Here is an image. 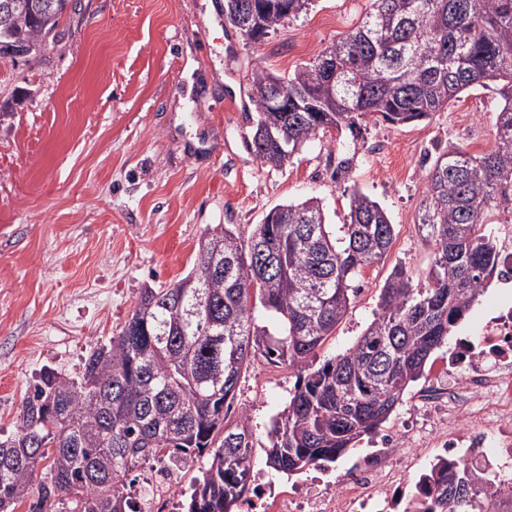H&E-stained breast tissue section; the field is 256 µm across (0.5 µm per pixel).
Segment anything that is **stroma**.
<instances>
[{
    "mask_svg": "<svg viewBox=\"0 0 512 512\" xmlns=\"http://www.w3.org/2000/svg\"><path fill=\"white\" fill-rule=\"evenodd\" d=\"M371 3L312 0L253 43L225 25L224 0H71L55 44L0 58L1 438L15 433L43 369L76 376L142 288L193 268L216 226L246 237L270 208L311 197L341 225L356 189L387 210L392 247L358 277L315 367L362 335L394 269L429 287L426 173L448 142L490 147L492 92L473 88L410 126L370 119L356 135L327 132L281 169L246 145L255 69L290 76L358 27ZM296 380V368L261 355L242 371L234 405L250 419L256 462Z\"/></svg>",
    "mask_w": 512,
    "mask_h": 512,
    "instance_id": "obj_1",
    "label": "stroma"
}]
</instances>
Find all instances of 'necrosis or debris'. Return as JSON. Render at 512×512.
<instances>
[{"label":"necrosis or debris","instance_id":"4bbe7bcc","mask_svg":"<svg viewBox=\"0 0 512 512\" xmlns=\"http://www.w3.org/2000/svg\"><path fill=\"white\" fill-rule=\"evenodd\" d=\"M497 304L477 339L462 336L436 366L422 404L433 412L413 436L382 435L381 445L346 461L340 471L314 466L291 482L256 468L236 512H413L426 503L425 482L444 463L462 462L476 477L512 464V226L500 227ZM144 512H177L179 472L156 467Z\"/></svg>","mask_w":512,"mask_h":512}]
</instances>
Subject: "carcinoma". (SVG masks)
Instances as JSON below:
<instances>
[{"label": "carcinoma", "mask_w": 512, "mask_h": 512, "mask_svg": "<svg viewBox=\"0 0 512 512\" xmlns=\"http://www.w3.org/2000/svg\"><path fill=\"white\" fill-rule=\"evenodd\" d=\"M33 2L0 32L1 58L57 41L70 0ZM310 2L224 0V22L258 41ZM477 86L502 99L491 148L472 154L450 142L426 175L419 223L434 246L430 287L394 271L357 342L308 372L307 359L359 290L356 279L392 246L386 210L354 191L342 246L313 198L273 207L245 240L226 227L212 232L186 276L142 289L81 374L46 368L29 386L17 431L0 439V512H16L33 489L29 512H47L48 503L55 512H140L125 493L135 467L166 458L179 468L205 454L188 512H231L250 475L253 435L244 414L228 424L229 404L258 353L305 371L274 423L267 468L289 475L334 462L378 432L496 268L486 227L512 215V0H373L362 25L287 81L261 68L253 76L249 147L276 168L320 132L352 131L369 116L423 122ZM257 309L272 327L256 323ZM447 470L433 481L431 512H484L468 467Z\"/></svg>", "instance_id": "1"}]
</instances>
